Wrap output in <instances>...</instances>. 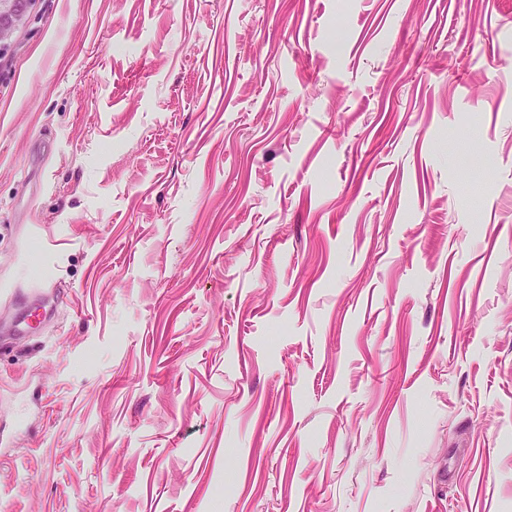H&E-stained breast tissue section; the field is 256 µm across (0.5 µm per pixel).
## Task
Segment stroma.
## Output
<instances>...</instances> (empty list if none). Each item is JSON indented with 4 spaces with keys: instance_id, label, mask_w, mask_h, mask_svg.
<instances>
[{
    "instance_id": "35a3bbf8",
    "label": "stroma",
    "mask_w": 512,
    "mask_h": 512,
    "mask_svg": "<svg viewBox=\"0 0 512 512\" xmlns=\"http://www.w3.org/2000/svg\"><path fill=\"white\" fill-rule=\"evenodd\" d=\"M0 512H512V0H34L0 54Z\"/></svg>"
}]
</instances>
